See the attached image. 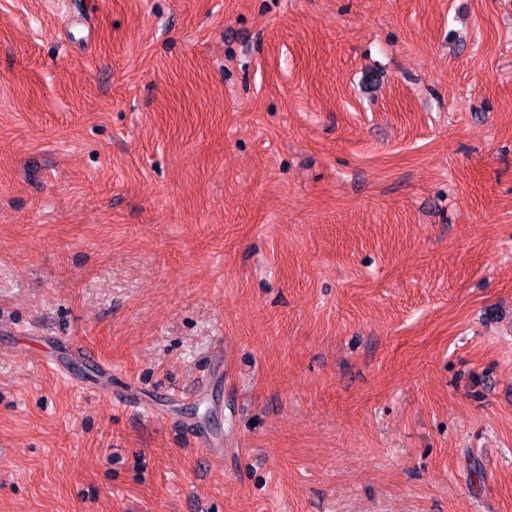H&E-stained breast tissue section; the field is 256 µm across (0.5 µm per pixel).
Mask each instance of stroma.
<instances>
[{"mask_svg":"<svg viewBox=\"0 0 512 512\" xmlns=\"http://www.w3.org/2000/svg\"><path fill=\"white\" fill-rule=\"evenodd\" d=\"M0 512H512V0H0Z\"/></svg>","mask_w":512,"mask_h":512,"instance_id":"stroma-1","label":"stroma"}]
</instances>
